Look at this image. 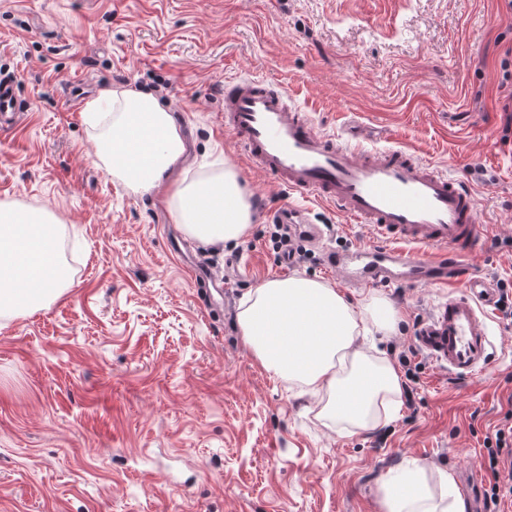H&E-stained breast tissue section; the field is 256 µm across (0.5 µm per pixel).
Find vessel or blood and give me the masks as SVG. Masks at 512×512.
<instances>
[{
  "label": "vessel or blood",
  "mask_w": 512,
  "mask_h": 512,
  "mask_svg": "<svg viewBox=\"0 0 512 512\" xmlns=\"http://www.w3.org/2000/svg\"><path fill=\"white\" fill-rule=\"evenodd\" d=\"M20 112L15 83L0 79V127L13 124ZM224 130L251 168L300 198L332 204L351 222L372 230L375 247L329 252L330 268L342 270L360 258L366 284L390 283L401 274L411 283L454 285L447 302L419 327L417 344L446 362L456 378L484 369L498 293L465 262L483 251L486 237L465 182L404 148L367 151L319 131L284 87L262 78L225 81ZM273 217L280 224L299 225L309 243L324 233L307 210L293 204L280 206Z\"/></svg>",
  "instance_id": "obj_1"
}]
</instances>
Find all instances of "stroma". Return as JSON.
Wrapping results in <instances>:
<instances>
[{
    "label": "stroma",
    "mask_w": 512,
    "mask_h": 512,
    "mask_svg": "<svg viewBox=\"0 0 512 512\" xmlns=\"http://www.w3.org/2000/svg\"><path fill=\"white\" fill-rule=\"evenodd\" d=\"M504 0H0V78L27 108L0 130V203L62 224V293L0 313V512H381L379 484L407 461L467 474L481 512L483 440L512 408V327L494 312L493 355L460 380L425 353L414 408L341 435L307 396L271 379L237 323L263 280L302 275L354 306L371 295L322 250L285 267L272 212L296 194L249 168L224 131L228 77L288 88L316 127L379 151L413 149L467 182L492 241L469 266L512 285V114ZM112 86L159 94L185 161L234 165L253 224L206 246L171 220L165 188L134 192L96 157L73 107ZM326 247H373L371 229L310 202ZM325 247V248H326ZM398 311L377 349L416 344L448 299L434 285L380 291Z\"/></svg>",
    "instance_id": "35a3bbf8"
}]
</instances>
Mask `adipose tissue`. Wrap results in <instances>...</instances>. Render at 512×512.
Returning <instances> with one entry per match:
<instances>
[{
    "mask_svg": "<svg viewBox=\"0 0 512 512\" xmlns=\"http://www.w3.org/2000/svg\"><path fill=\"white\" fill-rule=\"evenodd\" d=\"M106 111L88 123L99 132L98 158L135 190L161 186L185 154L183 138L153 94L118 87L100 92ZM174 223L205 244L236 242L252 224L249 197L232 165L186 166L169 199ZM58 226L40 211L0 205V309L23 312L56 295L66 281L57 257ZM396 311L369 296L354 310L333 285L298 275L262 281L242 300L238 324L262 369L315 398L320 416L337 433L388 423L401 409V379L384 358L360 345V334L391 335ZM382 512H461L457 489L441 475L431 490L415 462L379 486Z\"/></svg>",
    "mask_w": 512,
    "mask_h": 512,
    "instance_id": "adipose-tissue-1",
    "label": "adipose tissue"
}]
</instances>
